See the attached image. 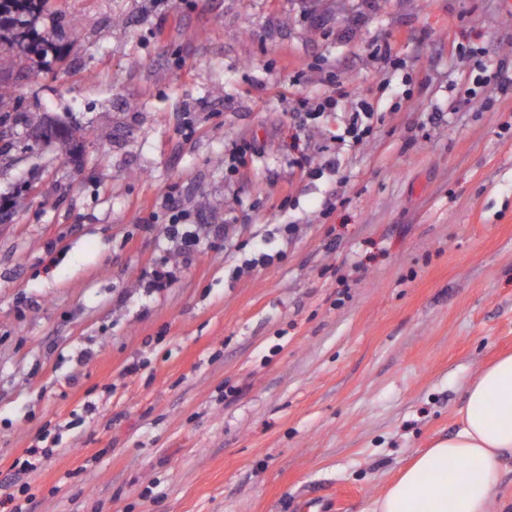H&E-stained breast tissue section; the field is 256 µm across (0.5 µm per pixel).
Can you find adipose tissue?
<instances>
[{
  "instance_id": "obj_1",
  "label": "adipose tissue",
  "mask_w": 512,
  "mask_h": 512,
  "mask_svg": "<svg viewBox=\"0 0 512 512\" xmlns=\"http://www.w3.org/2000/svg\"><path fill=\"white\" fill-rule=\"evenodd\" d=\"M512 454V354L469 385L459 425L415 455L366 512H488Z\"/></svg>"
}]
</instances>
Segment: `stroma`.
<instances>
[{
  "mask_svg": "<svg viewBox=\"0 0 512 512\" xmlns=\"http://www.w3.org/2000/svg\"><path fill=\"white\" fill-rule=\"evenodd\" d=\"M28 30L52 50L0 53L29 117L0 159L29 193L0 220V479L78 412L34 512H365L512 352V0H47ZM345 91L340 88H336V90H332L331 94L322 96L314 100L313 102L303 99L299 101V109L297 112L293 113L294 118H299L302 121H307L308 119H316L324 114L326 111H330L336 108V97L343 96ZM304 112H300V111ZM372 115V106L368 102H362L359 109L351 113L344 129V136H341L342 141L345 142L346 137L350 138L354 143L362 140L363 136L370 130V126L367 123Z\"/></svg>",
  "mask_w": 512,
  "mask_h": 512,
  "instance_id": "stroma-1",
  "label": "stroma"
}]
</instances>
